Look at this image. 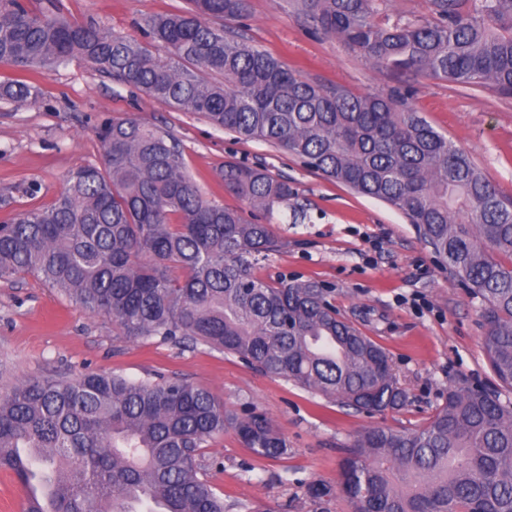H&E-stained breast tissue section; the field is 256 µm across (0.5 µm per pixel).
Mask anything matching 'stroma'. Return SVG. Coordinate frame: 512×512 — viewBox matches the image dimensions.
Listing matches in <instances>:
<instances>
[{"label": "stroma", "mask_w": 512, "mask_h": 512, "mask_svg": "<svg viewBox=\"0 0 512 512\" xmlns=\"http://www.w3.org/2000/svg\"><path fill=\"white\" fill-rule=\"evenodd\" d=\"M232 29L303 79L363 93H386L394 79L367 65L333 36L311 35L294 0H248ZM183 0H71L75 19L92 18L117 34L140 37V22L181 8ZM34 104L0 103V224L48 205L67 174L96 162L97 126L136 116L169 131L184 149L188 172L207 196L272 224L288 246L260 273L315 279L333 288L341 316L389 353L409 393L397 412L366 414L326 402L264 375L237 356L200 345L133 341L108 318L88 314L38 278L0 281V388L31 376L72 377L106 371L132 380L182 379L208 389L229 410L264 412L285 436L287 454H253L234 432L201 451L208 480L226 512H352L346 497L313 502L307 486L335 484L344 450L367 427H421L454 384L498 390L483 348L481 304L435 258L416 225L398 209L326 179L262 141H242L202 116L155 103L79 60L40 76ZM414 107L465 150L512 199V97L492 87L461 89L423 79ZM266 166L295 194L264 212L225 191V162Z\"/></svg>", "instance_id": "1"}]
</instances>
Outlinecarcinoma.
Masks as SVG:
<instances>
[{
	"instance_id": "cac0c4a2",
	"label": "carcinoma",
	"mask_w": 512,
	"mask_h": 512,
	"mask_svg": "<svg viewBox=\"0 0 512 512\" xmlns=\"http://www.w3.org/2000/svg\"><path fill=\"white\" fill-rule=\"evenodd\" d=\"M298 2L313 32L399 84L355 94L304 80L224 28L248 0H187L145 20L141 40L74 20L64 0H0V63L48 73L78 59L402 211L481 302L490 368L512 388V201L411 103L420 77L512 95V0H432L429 19L392 24L378 0ZM39 94L28 79L0 80L1 102ZM97 137L100 161L0 224V280L35 276L134 341L219 349L342 407L405 404L388 352L336 312L331 289L256 273L288 242L207 198L169 133L126 117ZM220 176L269 213L294 194L265 168L228 161ZM227 429L258 456L287 451L263 412L240 416L184 380L29 377L0 395V469L25 490L22 512H225L200 449ZM336 491L352 512H512V403L452 385L423 427L362 430L337 486H308L315 502Z\"/></svg>"
}]
</instances>
